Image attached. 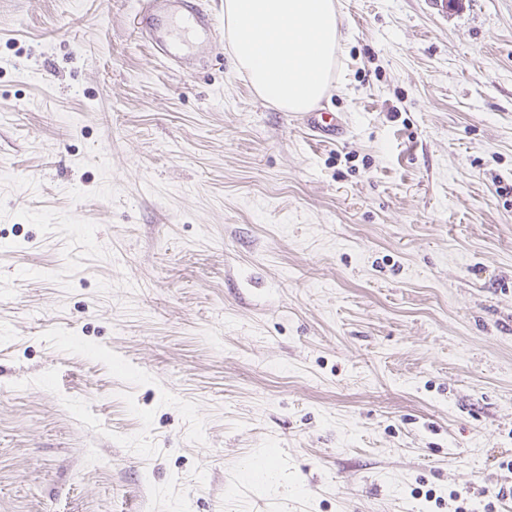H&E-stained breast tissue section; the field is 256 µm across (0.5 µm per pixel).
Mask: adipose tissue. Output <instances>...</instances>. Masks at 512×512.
Instances as JSON below:
<instances>
[{"label": "adipose tissue", "instance_id": "obj_1", "mask_svg": "<svg viewBox=\"0 0 512 512\" xmlns=\"http://www.w3.org/2000/svg\"><path fill=\"white\" fill-rule=\"evenodd\" d=\"M236 72L285 112H306L327 94L342 39L336 0H221Z\"/></svg>", "mask_w": 512, "mask_h": 512}]
</instances>
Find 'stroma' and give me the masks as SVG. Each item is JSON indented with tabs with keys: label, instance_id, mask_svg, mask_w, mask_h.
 <instances>
[{
	"label": "stroma",
	"instance_id": "obj_1",
	"mask_svg": "<svg viewBox=\"0 0 512 512\" xmlns=\"http://www.w3.org/2000/svg\"><path fill=\"white\" fill-rule=\"evenodd\" d=\"M137 0H0V512H512V0H336L313 143ZM134 17L137 37L169 67L187 71L196 48L221 29L216 15L197 0H140Z\"/></svg>",
	"mask_w": 512,
	"mask_h": 512
}]
</instances>
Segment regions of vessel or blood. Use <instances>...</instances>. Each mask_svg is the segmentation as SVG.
I'll list each match as a JSON object with an SVG mask.
<instances>
[{"mask_svg": "<svg viewBox=\"0 0 512 512\" xmlns=\"http://www.w3.org/2000/svg\"><path fill=\"white\" fill-rule=\"evenodd\" d=\"M219 29V19L200 0H139L134 17L137 37L169 67L182 71L190 69L196 48ZM304 123L319 144L334 140L344 126L338 113L323 111L305 113Z\"/></svg>", "mask_w": 512, "mask_h": 512, "instance_id": "1", "label": "vessel or blood"}]
</instances>
